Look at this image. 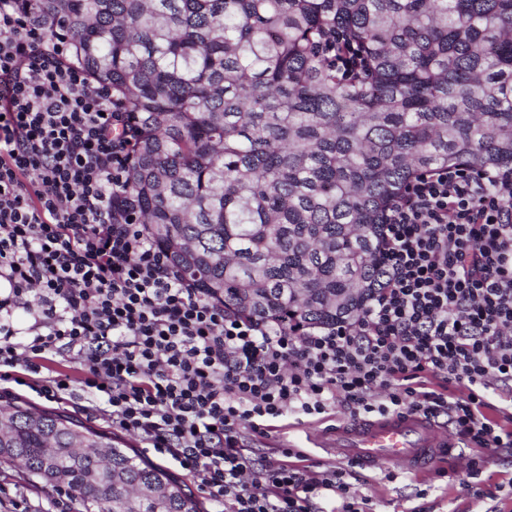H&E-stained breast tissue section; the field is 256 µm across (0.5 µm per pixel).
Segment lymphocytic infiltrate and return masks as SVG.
Here are the masks:
<instances>
[{"mask_svg":"<svg viewBox=\"0 0 512 512\" xmlns=\"http://www.w3.org/2000/svg\"><path fill=\"white\" fill-rule=\"evenodd\" d=\"M69 54L31 0H0L1 382L48 399L81 385L224 512H312L328 495L336 512H367L349 469L312 472L291 448L254 458L247 436L289 413L445 416L470 447H512V166L410 182L380 226L383 276L355 323L242 319L174 272L141 224L131 118ZM50 356L79 363L80 382ZM501 490L470 458L461 495L505 512Z\"/></svg>","mask_w":512,"mask_h":512,"instance_id":"lymphocytic-infiltrate-1","label":"lymphocytic infiltrate"}]
</instances>
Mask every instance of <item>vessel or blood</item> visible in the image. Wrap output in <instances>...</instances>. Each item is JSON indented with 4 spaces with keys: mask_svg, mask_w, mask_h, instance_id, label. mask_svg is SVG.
Instances as JSON below:
<instances>
[{
    "mask_svg": "<svg viewBox=\"0 0 512 512\" xmlns=\"http://www.w3.org/2000/svg\"><path fill=\"white\" fill-rule=\"evenodd\" d=\"M316 439L337 460L356 462L372 472L388 462L406 473L421 472L453 451L452 437L440 422L406 412L343 419Z\"/></svg>",
    "mask_w": 512,
    "mask_h": 512,
    "instance_id": "1",
    "label": "vessel or blood"
}]
</instances>
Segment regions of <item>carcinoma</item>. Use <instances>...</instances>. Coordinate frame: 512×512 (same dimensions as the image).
<instances>
[{
  "label": "carcinoma",
  "instance_id": "1",
  "mask_svg": "<svg viewBox=\"0 0 512 512\" xmlns=\"http://www.w3.org/2000/svg\"><path fill=\"white\" fill-rule=\"evenodd\" d=\"M134 119L128 192L173 269L244 318L358 320L379 224L435 168L512 165V0H34ZM354 46L361 67L336 69ZM0 460L86 512H204L116 436L0 403Z\"/></svg>",
  "mask_w": 512,
  "mask_h": 512
}]
</instances>
